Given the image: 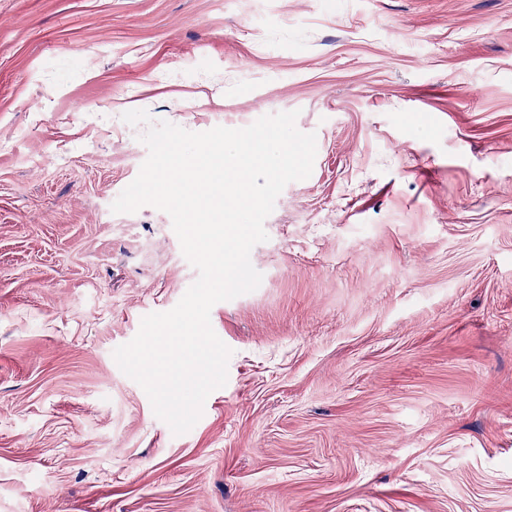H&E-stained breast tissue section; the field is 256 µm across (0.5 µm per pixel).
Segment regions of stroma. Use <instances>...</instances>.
<instances>
[{"label":"stroma","mask_w":512,"mask_h":512,"mask_svg":"<svg viewBox=\"0 0 512 512\" xmlns=\"http://www.w3.org/2000/svg\"><path fill=\"white\" fill-rule=\"evenodd\" d=\"M147 111L315 133L173 435L113 359L196 280ZM0 512H512V0H0Z\"/></svg>","instance_id":"1"}]
</instances>
